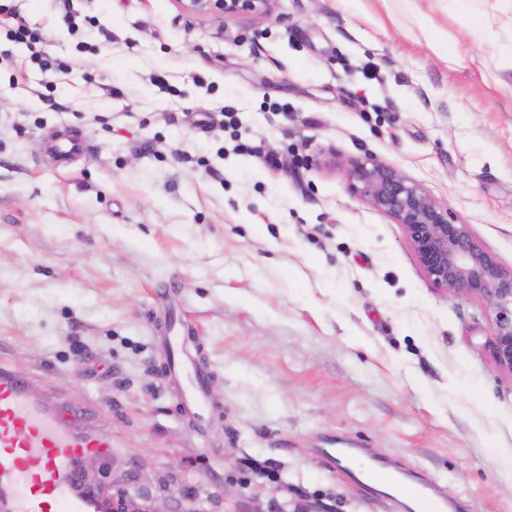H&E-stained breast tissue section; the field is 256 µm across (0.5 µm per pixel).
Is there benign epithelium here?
Listing matches in <instances>:
<instances>
[{
    "label": "benign epithelium",
    "instance_id": "1",
    "mask_svg": "<svg viewBox=\"0 0 512 512\" xmlns=\"http://www.w3.org/2000/svg\"><path fill=\"white\" fill-rule=\"evenodd\" d=\"M186 11L222 20L262 12L268 0H176ZM349 188L363 202L400 225L424 276L438 289L476 297L491 310L483 343L496 369L512 375V270L504 269L419 184L377 158L350 163Z\"/></svg>",
    "mask_w": 512,
    "mask_h": 512
}]
</instances>
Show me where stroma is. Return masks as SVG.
<instances>
[{
    "instance_id": "1",
    "label": "stroma",
    "mask_w": 512,
    "mask_h": 512,
    "mask_svg": "<svg viewBox=\"0 0 512 512\" xmlns=\"http://www.w3.org/2000/svg\"><path fill=\"white\" fill-rule=\"evenodd\" d=\"M0 366L111 433L94 480L129 512H413L322 454L362 448L463 512H512V376L480 300L437 289L345 175L373 156L512 268V17L456 0H0ZM86 137L60 168L46 144ZM209 373L185 418L163 329ZM184 10L211 16L224 21V17L240 13L262 12L269 0H175ZM481 36L493 39L495 33L490 27L488 15L484 12L470 13L468 22L461 33V39L446 46L443 50L448 58L451 68H464L472 62L473 58L466 47L471 37Z\"/></svg>"
}]
</instances>
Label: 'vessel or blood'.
I'll return each instance as SVG.
<instances>
[{"instance_id":"obj_1","label":"vessel or blood","mask_w":512,"mask_h":512,"mask_svg":"<svg viewBox=\"0 0 512 512\" xmlns=\"http://www.w3.org/2000/svg\"><path fill=\"white\" fill-rule=\"evenodd\" d=\"M47 150L58 166L86 153L85 139L52 138ZM188 328L169 321L164 340L171 353L169 371L182 384L181 410L194 420L206 413L208 373L185 346ZM110 438L70 427L27 383L0 367V512H111L112 502L82 476L87 453L109 454ZM328 461L341 462L345 473L364 488L385 487L416 502L418 512H448L439 487L425 479L408 482L381 463L359 466L350 448H328Z\"/></svg>"}]
</instances>
